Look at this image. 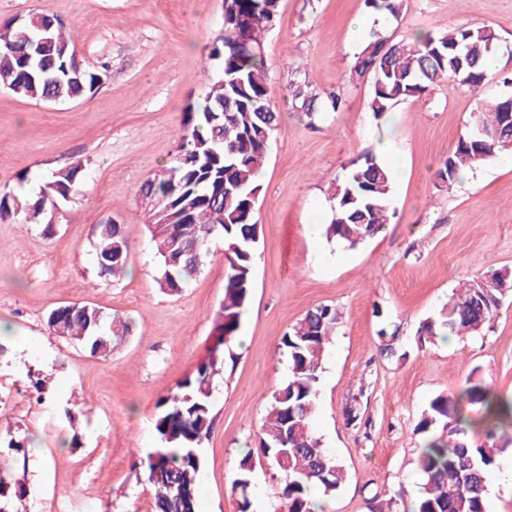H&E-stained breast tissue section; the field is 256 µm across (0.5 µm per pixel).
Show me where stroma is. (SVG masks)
I'll return each mask as SVG.
<instances>
[{
	"label": "stroma",
	"instance_id": "obj_1",
	"mask_svg": "<svg viewBox=\"0 0 512 512\" xmlns=\"http://www.w3.org/2000/svg\"><path fill=\"white\" fill-rule=\"evenodd\" d=\"M34 12L70 27L80 59L102 69L103 81L92 97L64 106L0 89V184L27 191L73 161L88 169L61 204L53 235L39 224L0 221V477L23 486L20 512L76 504L153 512L141 458L159 444L156 403L211 347L227 261L214 243L185 288L160 289L138 189L176 153L184 108L204 98L208 75L220 69L208 54L224 35V0H0V21ZM357 17L377 26L365 0H280L264 34L281 117L260 176L259 242L240 330L248 342L234 348L216 381L201 512H240L231 483L287 377L281 338L314 306L340 314L312 422L347 472L326 512H369L372 497L400 485L415 498V425L434 395L455 391L467 374L512 394V293L481 335L422 348L416 338L460 283L512 268V167L487 163L449 186L435 177L484 98L512 94L503 82L512 57H498L482 89L444 80L378 116L370 80L352 72L362 44L348 28ZM459 23L492 26L512 45V0H405L399 19L382 28L398 41ZM298 80L314 93L341 95L343 108L313 121L293 111L288 88ZM382 141L393 174L389 224L354 248L308 239L311 217L330 221L336 178ZM111 219L130 241L117 280L101 276L95 259L96 227ZM67 303L122 318L132 333L109 357L90 355L47 327L48 312ZM394 325L398 352L385 357L378 332ZM11 440L18 449L8 448Z\"/></svg>",
	"mask_w": 512,
	"mask_h": 512
}]
</instances>
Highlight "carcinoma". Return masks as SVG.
<instances>
[{"instance_id": "1", "label": "carcinoma", "mask_w": 512, "mask_h": 512, "mask_svg": "<svg viewBox=\"0 0 512 512\" xmlns=\"http://www.w3.org/2000/svg\"><path fill=\"white\" fill-rule=\"evenodd\" d=\"M388 19L399 18L404 0H366ZM279 0H224V37L211 51L222 72L209 79L202 101L183 112L185 135L179 150L161 173L149 176L139 195L151 212L148 231L160 267V288L180 291L202 269L214 241L224 244L228 268L224 300L215 318V343L207 356L177 386L159 399L154 429L162 446L146 453V479L154 490L155 512H196L202 466V445L214 421L215 378L224 372L229 343L239 336L241 315L251 298L253 259L259 240L256 205L259 177L279 113L271 100L270 78L263 56V35L272 27ZM13 20L0 23V88L51 104H68L94 95L101 72L79 63L73 34L64 23L46 15L26 19L28 33L39 38L49 30L52 50L35 54L17 40ZM491 26L458 25L443 32H420L392 41L372 30L354 62L359 77L371 78V110L382 114L400 102L417 99L443 79L480 89L488 80L486 59L508 51ZM292 106L310 120L336 112L337 94L320 97L307 87H289ZM512 95H490L473 116V130L459 139L437 171L451 184L460 172L474 169L498 154L512 152V128L505 116ZM87 175L76 161L53 173L35 192H18L0 184V221L41 224L53 233L54 211L69 199ZM393 177L373 152L350 165L334 184V206L327 237L350 247L378 234L387 223ZM96 262L100 273L117 278L126 269L129 241L124 226L99 225ZM512 292V269L463 284L435 317L423 320L417 345L445 336L481 333L494 319L505 295ZM339 313L330 305L307 311L281 339L288 357V377L274 391L260 428L257 454L269 456L280 482L278 512H314L312 492L333 498L346 480L341 459L322 447L312 430L324 356ZM55 335L90 354L107 356L112 338L129 332L128 324L106 317L89 305H60L47 314ZM380 352L397 353V330L379 332ZM422 447L417 470L419 495L408 512H485V492L498 459L512 445V397L485 379L468 375L457 392L432 397L415 426ZM252 451L239 463L232 482L241 492V512H249ZM404 487L370 505V512H394Z\"/></svg>"}]
</instances>
